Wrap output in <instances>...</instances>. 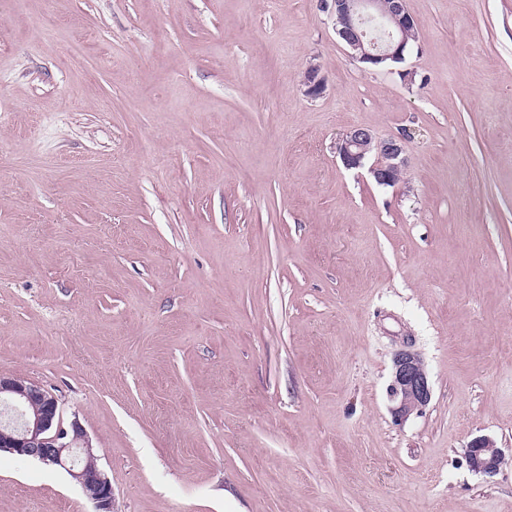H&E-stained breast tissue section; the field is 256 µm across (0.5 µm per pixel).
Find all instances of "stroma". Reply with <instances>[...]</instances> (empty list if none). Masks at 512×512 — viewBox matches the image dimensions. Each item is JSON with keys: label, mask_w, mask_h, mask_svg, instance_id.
Segmentation results:
<instances>
[{"label": "stroma", "mask_w": 512, "mask_h": 512, "mask_svg": "<svg viewBox=\"0 0 512 512\" xmlns=\"http://www.w3.org/2000/svg\"><path fill=\"white\" fill-rule=\"evenodd\" d=\"M406 9L369 69L324 0H0V375L80 421L114 512H512V0ZM354 128L400 182L343 166ZM0 512L94 505L2 452ZM337 149L343 165L348 169L363 167L368 156L375 151L376 160L368 170L379 185L396 184L405 171L403 145L396 138L377 142L369 131L357 128L342 137ZM389 397L393 403L391 413L396 422H403L411 415L418 414L431 401L428 372L420 355L408 343L394 353ZM504 460L501 448L487 436L474 438L466 450V461L471 471L485 477L498 474Z\"/></svg>", "instance_id": "obj_1"}]
</instances>
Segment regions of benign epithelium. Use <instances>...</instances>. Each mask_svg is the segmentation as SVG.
<instances>
[{
	"label": "benign epithelium",
	"mask_w": 512,
	"mask_h": 512,
	"mask_svg": "<svg viewBox=\"0 0 512 512\" xmlns=\"http://www.w3.org/2000/svg\"><path fill=\"white\" fill-rule=\"evenodd\" d=\"M328 9L337 35L365 67L377 69L405 60L418 29L405 0H330ZM323 89L317 68L309 67L303 93L317 96ZM373 152L376 160L369 173L375 182L386 186L399 182L405 171L400 140L377 142L369 131L357 128L338 143L340 159L348 169L363 167ZM389 397L398 422L423 411L431 401L428 372L407 343L394 353ZM0 452L65 470L93 501L95 512H112V483L98 466L86 430L77 419L63 426L57 398L23 377L0 376ZM466 461L471 471L491 478L500 471L504 453L493 439L478 436L466 450Z\"/></svg>",
	"instance_id": "obj_1"
}]
</instances>
